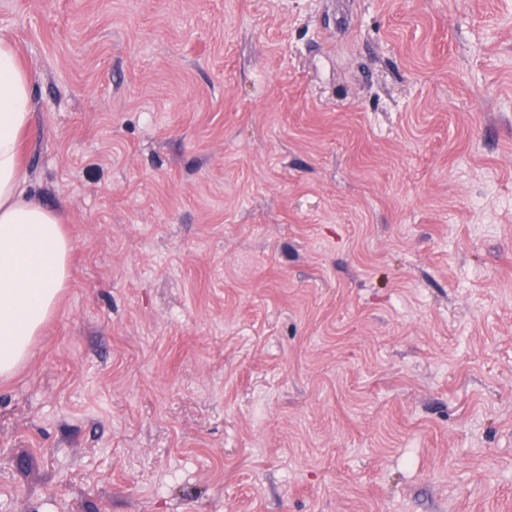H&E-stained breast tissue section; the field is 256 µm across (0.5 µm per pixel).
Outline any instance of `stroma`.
I'll list each match as a JSON object with an SVG mask.
<instances>
[{
	"mask_svg": "<svg viewBox=\"0 0 512 512\" xmlns=\"http://www.w3.org/2000/svg\"><path fill=\"white\" fill-rule=\"evenodd\" d=\"M72 240L0 512H512V0H0Z\"/></svg>",
	"mask_w": 512,
	"mask_h": 512,
	"instance_id": "35a3bbf8",
	"label": "stroma"
}]
</instances>
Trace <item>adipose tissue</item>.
Instances as JSON below:
<instances>
[{
  "mask_svg": "<svg viewBox=\"0 0 512 512\" xmlns=\"http://www.w3.org/2000/svg\"><path fill=\"white\" fill-rule=\"evenodd\" d=\"M35 121L30 78L0 38V377L28 359L68 286L74 249L59 215L25 197V137Z\"/></svg>",
  "mask_w": 512,
  "mask_h": 512,
  "instance_id": "1",
  "label": "adipose tissue"
}]
</instances>
